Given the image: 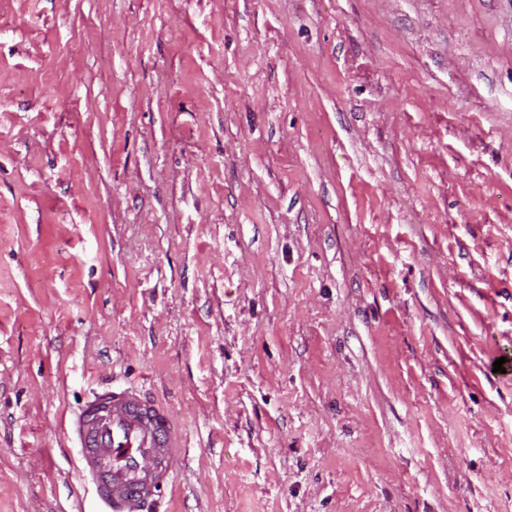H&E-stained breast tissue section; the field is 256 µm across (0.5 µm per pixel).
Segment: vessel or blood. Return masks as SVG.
Masks as SVG:
<instances>
[{"mask_svg": "<svg viewBox=\"0 0 512 512\" xmlns=\"http://www.w3.org/2000/svg\"><path fill=\"white\" fill-rule=\"evenodd\" d=\"M65 431L100 512H145L185 446L168 409L131 388L93 392Z\"/></svg>", "mask_w": 512, "mask_h": 512, "instance_id": "obj_1", "label": "vessel or blood"}]
</instances>
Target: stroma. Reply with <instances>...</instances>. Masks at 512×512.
I'll list each match as a JSON object with an SVG mask.
<instances>
[{"mask_svg":"<svg viewBox=\"0 0 512 512\" xmlns=\"http://www.w3.org/2000/svg\"><path fill=\"white\" fill-rule=\"evenodd\" d=\"M112 385L150 512H512V0H0V512Z\"/></svg>","mask_w":512,"mask_h":512,"instance_id":"35a3bbf8","label":"stroma"}]
</instances>
